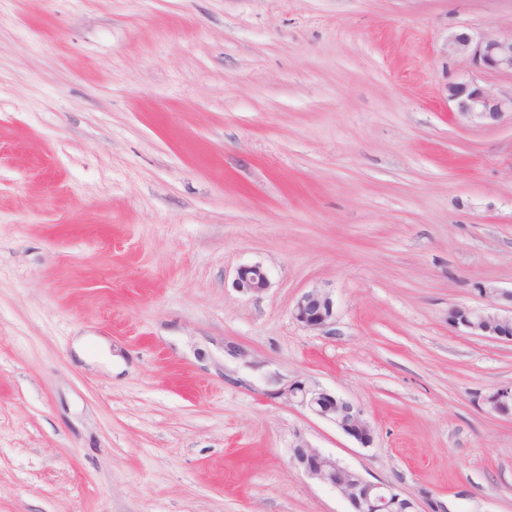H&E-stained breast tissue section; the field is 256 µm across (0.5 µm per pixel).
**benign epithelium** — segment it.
Here are the masks:
<instances>
[{
  "instance_id": "1",
  "label": "benign epithelium",
  "mask_w": 512,
  "mask_h": 512,
  "mask_svg": "<svg viewBox=\"0 0 512 512\" xmlns=\"http://www.w3.org/2000/svg\"><path fill=\"white\" fill-rule=\"evenodd\" d=\"M447 50L448 56L468 60L477 71L512 73V33L455 32L448 36ZM447 92L448 102L461 121L497 122L506 113H512V93H495L474 79L450 82ZM236 286L258 294L269 288L270 280L266 270L255 264L239 269ZM479 293L485 305L452 309L448 317L451 326L470 335L512 343V291L483 285ZM292 315L306 329L329 331L335 317L331 292L312 288L302 293L295 301ZM278 395L333 424L361 447L373 443V430L363 410L319 383L296 380L281 388ZM483 403L498 415L512 413V386L496 388L483 398ZM294 459L309 477L339 490L356 512H448L441 501L428 498L422 502L391 484L369 482L306 442L295 446Z\"/></svg>"
}]
</instances>
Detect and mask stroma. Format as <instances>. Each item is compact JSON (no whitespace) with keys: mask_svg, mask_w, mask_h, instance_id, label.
Wrapping results in <instances>:
<instances>
[{"mask_svg":"<svg viewBox=\"0 0 512 512\" xmlns=\"http://www.w3.org/2000/svg\"><path fill=\"white\" fill-rule=\"evenodd\" d=\"M512 0H0V512H353L306 441L512 512V119L457 122L448 36ZM262 265L270 286L236 288ZM329 289L334 334L291 310ZM83 336L112 370L76 360ZM359 405L361 447L272 394ZM478 291L486 304L452 309L448 316L451 326L463 328L470 335L512 343V291H503L493 285L480 286ZM481 324L487 325L482 328ZM483 403L489 406L493 413L509 415V405L512 403V386L498 387L483 398Z\"/></svg>","mask_w":512,"mask_h":512,"instance_id":"stroma-1","label":"stroma"}]
</instances>
